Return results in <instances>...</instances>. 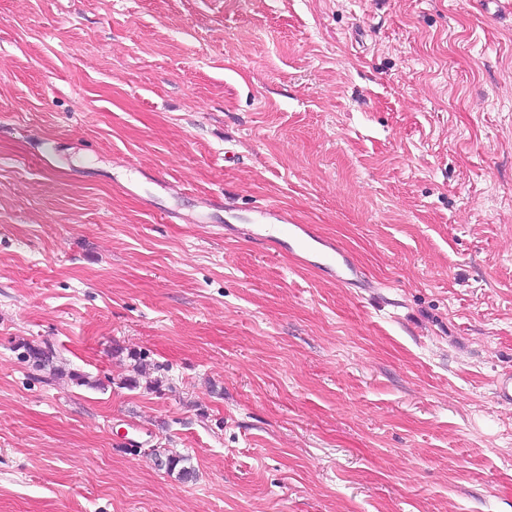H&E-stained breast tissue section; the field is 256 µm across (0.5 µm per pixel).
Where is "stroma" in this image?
<instances>
[{
  "label": "stroma",
  "instance_id": "1",
  "mask_svg": "<svg viewBox=\"0 0 512 512\" xmlns=\"http://www.w3.org/2000/svg\"><path fill=\"white\" fill-rule=\"evenodd\" d=\"M508 369L512 14L0 0V512H512ZM258 218L266 224H276V235L266 233L261 227L256 238L270 242L280 250L297 255H305L304 262L317 263L327 270V273L344 284L359 282L362 277L360 269L351 261L334 241L316 234L309 224H294L288 219V213L274 207L260 208L254 211ZM264 233V234H263ZM297 252V253H296ZM310 255H317L323 261L318 263L310 260ZM43 344V345H42ZM23 358L39 371H48L51 379L63 376L65 370L56 364L57 356L54 350L45 342L26 343L24 346Z\"/></svg>",
  "mask_w": 512,
  "mask_h": 512
}]
</instances>
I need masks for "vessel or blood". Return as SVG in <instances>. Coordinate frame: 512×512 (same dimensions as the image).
<instances>
[{
	"mask_svg": "<svg viewBox=\"0 0 512 512\" xmlns=\"http://www.w3.org/2000/svg\"><path fill=\"white\" fill-rule=\"evenodd\" d=\"M256 215L277 227L275 234H263V241L292 254L319 256L323 268L339 282L350 284L360 281L362 273L347 254L334 241L316 234L309 225L293 223L287 212L273 207L258 209Z\"/></svg>",
	"mask_w": 512,
	"mask_h": 512,
	"instance_id": "obj_1",
	"label": "vessel or blood"
}]
</instances>
